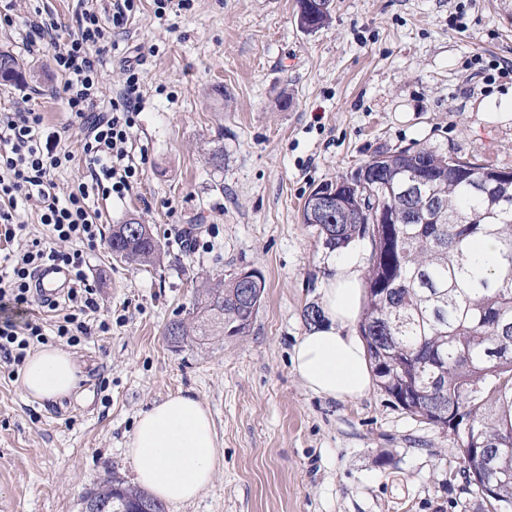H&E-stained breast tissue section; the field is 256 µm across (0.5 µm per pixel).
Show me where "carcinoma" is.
<instances>
[{"mask_svg":"<svg viewBox=\"0 0 512 512\" xmlns=\"http://www.w3.org/2000/svg\"><path fill=\"white\" fill-rule=\"evenodd\" d=\"M24 64L0 51V79L19 81ZM451 151L419 144L382 150L363 164L371 190L395 214L391 234L372 246L365 277L366 299L359 321L378 385L410 414L434 425L463 431L458 451L473 466L467 449L512 458V212L500 214L491 200L467 185L488 166L470 162L468 176L448 172ZM426 171L424 194H404L410 177ZM371 197L338 200L335 212H310L302 221L316 227L325 248L339 252L364 237ZM125 225L112 227L108 246L122 260L151 264L160 254L152 230L127 238ZM478 235L501 243L491 263L473 255ZM237 275L209 278L196 289L192 308L172 321L166 335L179 344L194 337L245 335L256 311ZM492 494L480 495L493 512H512V465L488 476ZM88 494L116 500L129 509L158 500L114 477Z\"/></svg>","mask_w":512,"mask_h":512,"instance_id":"carcinoma-1","label":"carcinoma"}]
</instances>
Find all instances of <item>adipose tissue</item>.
<instances>
[{
    "label": "adipose tissue",
    "instance_id": "adipose-tissue-1",
    "mask_svg": "<svg viewBox=\"0 0 512 512\" xmlns=\"http://www.w3.org/2000/svg\"><path fill=\"white\" fill-rule=\"evenodd\" d=\"M333 270L321 288V322L298 340L291 364L312 393L353 401L372 387L367 351L355 332L362 302L360 259L344 253L330 259ZM82 380L74 355L43 346L26 360L22 385L28 396L55 401L77 393ZM138 482L163 501L197 498L224 462L211 416L202 401L178 392L142 412L127 441Z\"/></svg>",
    "mask_w": 512,
    "mask_h": 512
}]
</instances>
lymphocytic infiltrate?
Masks as SVG:
<instances>
[{"mask_svg":"<svg viewBox=\"0 0 512 512\" xmlns=\"http://www.w3.org/2000/svg\"><path fill=\"white\" fill-rule=\"evenodd\" d=\"M74 17L76 29L66 39L54 22L34 23L26 49L53 52L70 114L80 124L89 181L60 192L55 172L70 160L59 148L60 134L46 125L42 113L0 114V242L8 245L0 252V364L14 379L36 345L55 336L74 346L89 334L88 317L100 306L82 248L94 246L101 235L95 200L124 198L139 175L127 150L141 110L139 66L126 63L120 95L110 108L96 110L105 64L97 45L105 28L101 16L83 0H78ZM32 204L38 206L45 229L39 237L32 236L23 220ZM48 264L64 267L71 275L62 301L42 298L34 284L37 271ZM37 303L48 308L50 318L15 321V314Z\"/></svg>","mask_w":512,"mask_h":512,"instance_id":"f902f5d3","label":"lymphocytic infiltrate"}]
</instances>
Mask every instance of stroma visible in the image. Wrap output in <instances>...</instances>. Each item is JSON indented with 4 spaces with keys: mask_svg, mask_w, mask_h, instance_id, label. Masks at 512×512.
<instances>
[{
    "mask_svg": "<svg viewBox=\"0 0 512 512\" xmlns=\"http://www.w3.org/2000/svg\"><path fill=\"white\" fill-rule=\"evenodd\" d=\"M74 0H16L0 51L33 77L0 84V113H42L73 159L61 190L86 173L76 123L51 53H29L36 18L73 28ZM297 0H137L125 30L106 32L97 98L120 92L124 58L143 64L133 154L142 172L124 199L100 202L103 238L85 248L98 318L71 347L81 400L25 396L0 374V512H81L110 474L135 483L126 442L139 413L189 391L207 407L224 464L213 484L165 512H488L467 484L458 435L412 416L380 387L343 402L313 394L294 346L320 305L330 256L301 210L311 189L376 152L421 143L512 169V119L484 112L512 92V0H331V21L297 25ZM224 151L223 167L206 152ZM134 218L161 243L130 265L105 238ZM258 271L260 308L243 336L170 343L210 275Z\"/></svg>",
    "mask_w": 512,
    "mask_h": 512,
    "instance_id": "stroma-1",
    "label": "stroma"
}]
</instances>
